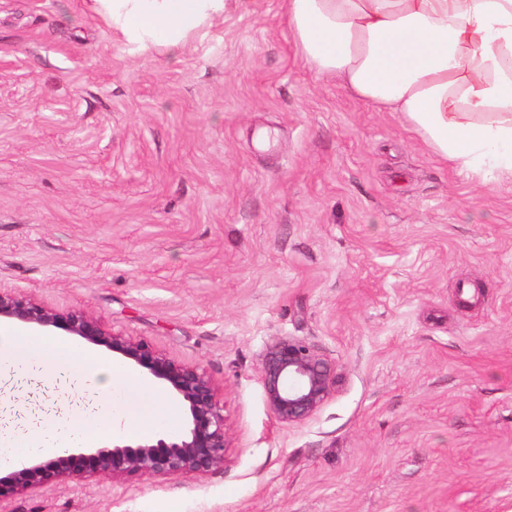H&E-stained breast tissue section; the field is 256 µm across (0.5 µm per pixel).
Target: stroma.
Listing matches in <instances>:
<instances>
[{
	"label": "stroma",
	"mask_w": 512,
	"mask_h": 512,
	"mask_svg": "<svg viewBox=\"0 0 512 512\" xmlns=\"http://www.w3.org/2000/svg\"><path fill=\"white\" fill-rule=\"evenodd\" d=\"M0 289L203 369L224 464L95 475L0 512H512V180L437 156L297 55L282 0H224L178 54L82 0H0ZM303 339L338 385L271 413ZM0 377V434L87 409ZM260 374L270 411L288 425L310 419L336 387L335 365L295 337L275 340L266 347Z\"/></svg>",
	"instance_id": "1"
}]
</instances>
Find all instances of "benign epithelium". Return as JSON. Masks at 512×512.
<instances>
[{
    "label": "benign epithelium",
    "instance_id": "benign-epithelium-1",
    "mask_svg": "<svg viewBox=\"0 0 512 512\" xmlns=\"http://www.w3.org/2000/svg\"><path fill=\"white\" fill-rule=\"evenodd\" d=\"M2 322L22 323L46 334L61 330L87 345L121 355L183 405L186 429L176 440L160 435L130 444L66 448L48 460L30 456L7 462L8 472L0 477V498L87 475L179 477L203 474L224 464V407L204 370L175 361L145 340L116 333L83 310L58 311L31 296L0 291ZM260 374L270 411L288 425L310 419L336 387L335 365L295 337L266 347Z\"/></svg>",
    "mask_w": 512,
    "mask_h": 512
}]
</instances>
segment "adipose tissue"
<instances>
[{
    "instance_id": "adipose-tissue-1",
    "label": "adipose tissue",
    "mask_w": 512,
    "mask_h": 512,
    "mask_svg": "<svg viewBox=\"0 0 512 512\" xmlns=\"http://www.w3.org/2000/svg\"><path fill=\"white\" fill-rule=\"evenodd\" d=\"M84 3L127 42L172 54L224 15V0ZM283 8L297 54L317 74L378 111L402 113L444 160L512 178V0H283ZM59 359L78 378L99 379V416L45 427L40 441L9 447L11 456L166 421L164 402L127 367L0 331V365L22 372Z\"/></svg>"
}]
</instances>
